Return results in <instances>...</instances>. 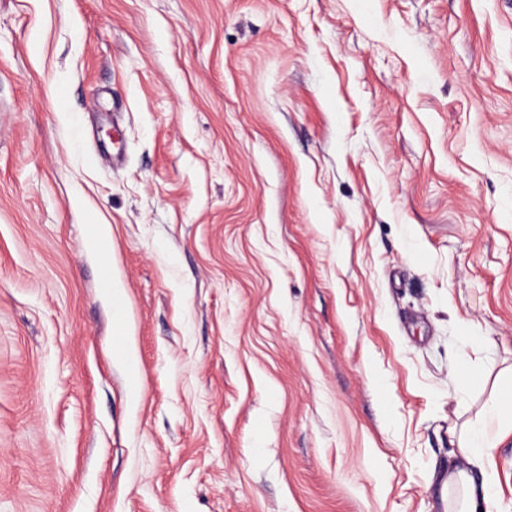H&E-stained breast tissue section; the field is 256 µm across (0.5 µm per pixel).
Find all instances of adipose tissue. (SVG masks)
Wrapping results in <instances>:
<instances>
[{
    "label": "adipose tissue",
    "instance_id": "1",
    "mask_svg": "<svg viewBox=\"0 0 512 512\" xmlns=\"http://www.w3.org/2000/svg\"><path fill=\"white\" fill-rule=\"evenodd\" d=\"M512 428V373L503 377L498 396L483 410L481 420L469 423L455 431V444L466 462L464 468L449 476L455 488L448 498V512H499L495 478L489 467L497 450V438L490 427ZM482 481H475V474Z\"/></svg>",
    "mask_w": 512,
    "mask_h": 512
}]
</instances>
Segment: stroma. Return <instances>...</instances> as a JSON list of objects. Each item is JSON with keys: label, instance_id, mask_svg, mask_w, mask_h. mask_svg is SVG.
I'll return each instance as SVG.
<instances>
[{"label": "stroma", "instance_id": "obj_1", "mask_svg": "<svg viewBox=\"0 0 512 512\" xmlns=\"http://www.w3.org/2000/svg\"><path fill=\"white\" fill-rule=\"evenodd\" d=\"M509 368L512 0H0V512H438Z\"/></svg>", "mask_w": 512, "mask_h": 512}]
</instances>
